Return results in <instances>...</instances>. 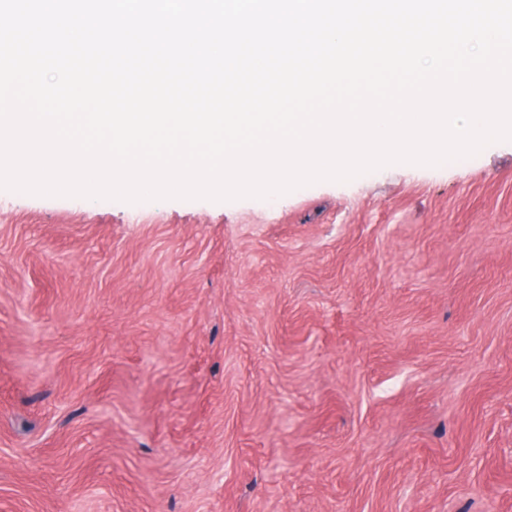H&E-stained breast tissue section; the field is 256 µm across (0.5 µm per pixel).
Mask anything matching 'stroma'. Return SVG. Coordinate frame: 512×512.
I'll return each instance as SVG.
<instances>
[{
	"mask_svg": "<svg viewBox=\"0 0 512 512\" xmlns=\"http://www.w3.org/2000/svg\"><path fill=\"white\" fill-rule=\"evenodd\" d=\"M0 512H512V141L226 205L0 190Z\"/></svg>",
	"mask_w": 512,
	"mask_h": 512,
	"instance_id": "1",
	"label": "stroma"
}]
</instances>
